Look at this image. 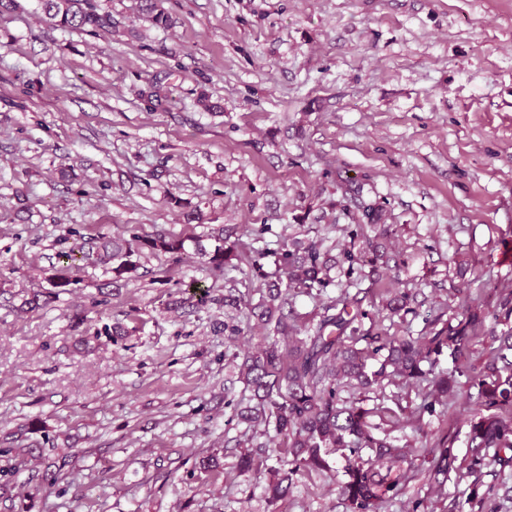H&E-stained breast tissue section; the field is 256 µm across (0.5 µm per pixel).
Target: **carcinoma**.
Returning <instances> with one entry per match:
<instances>
[{"label": "carcinoma", "mask_w": 512, "mask_h": 512, "mask_svg": "<svg viewBox=\"0 0 512 512\" xmlns=\"http://www.w3.org/2000/svg\"><path fill=\"white\" fill-rule=\"evenodd\" d=\"M142 2L155 25L170 23L160 0ZM39 4L54 27H112V16L99 13L92 0H39ZM132 241L135 245L118 246L113 253L122 258L121 271L136 270V264L128 260L136 249L173 254L185 251L183 239L162 234L135 235ZM215 241L213 250L202 247L200 255L212 268L222 270L232 247L226 246L227 239L221 235ZM383 258L377 251L345 249V275L352 277L364 263L375 269ZM277 264L288 283L284 289L278 281L266 283L265 298L253 308L258 324L267 331L266 343L244 354L242 375L255 404L237 412L238 418L260 421L288 439L290 467L268 469L264 485L268 498L277 501L288 497L294 476L301 469L327 470V456L339 448L349 450L340 493L353 512H379L395 498L400 477L393 476L392 467L404 460L405 451L376 434L379 426L370 417L377 408L366 407L363 398L345 401L340 392L345 387L364 393L381 390L397 377L418 388L423 408L431 413L435 405L447 404L456 377L468 376L477 388L474 408L466 418L469 456L458 459L454 441H440L428 469L429 481L437 483L439 477L446 478L453 470L464 469L471 475L479 472L487 465L486 450L490 448L496 450L499 465H512V289L494 314L496 323L508 326L499 334L494 329L486 331L484 320L467 312L457 324L447 323L426 336L390 337L371 328L362 329L369 313L362 309L358 295L349 292V282L336 303L325 307L313 333L301 338L298 317L291 310L285 311L289 291L328 287L336 259L321 251L320 244L311 243L302 255L288 248L281 250ZM387 284L383 292L393 294L386 303L389 313H415L410 295L395 288L397 280L390 278ZM485 336L497 347L477 372L469 363V353ZM446 350L455 360L454 370L434 371L437 357ZM371 360L378 363L377 369H369Z\"/></svg>", "instance_id": "obj_1"}]
</instances>
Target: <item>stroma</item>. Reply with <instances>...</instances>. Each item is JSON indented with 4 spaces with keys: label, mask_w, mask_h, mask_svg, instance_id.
Wrapping results in <instances>:
<instances>
[{
    "label": "stroma",
    "mask_w": 512,
    "mask_h": 512,
    "mask_svg": "<svg viewBox=\"0 0 512 512\" xmlns=\"http://www.w3.org/2000/svg\"><path fill=\"white\" fill-rule=\"evenodd\" d=\"M95 4L110 29L49 26L38 0L0 13V512H350L341 453L331 473L300 472L285 501L239 472L247 452L289 458L236 415L266 286L195 247L225 228L272 273L283 245L337 257L364 231L395 262L379 275L418 304L383 334L417 336L470 306L492 317L512 285V0H163L168 27L141 0ZM196 211L204 223L188 222ZM156 233L185 253L146 251L121 273L103 250ZM81 244L74 285L25 308ZM331 275L292 297L302 322L339 297L346 278ZM194 280L205 303L187 299ZM471 394L459 377L429 413L386 387L380 433L409 454L382 512H449L472 494L482 512H512V466L428 481L441 437L467 452Z\"/></svg>",
    "instance_id": "1"
}]
</instances>
